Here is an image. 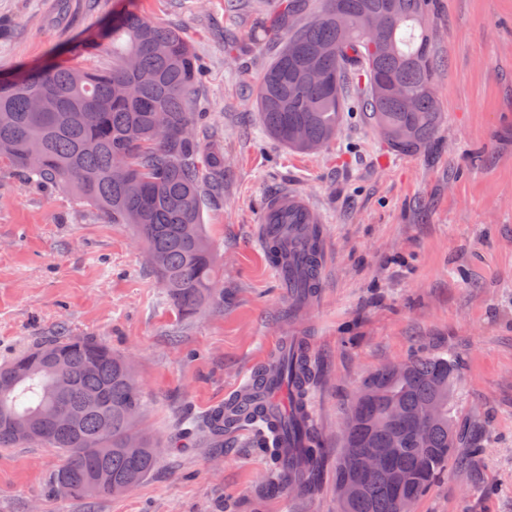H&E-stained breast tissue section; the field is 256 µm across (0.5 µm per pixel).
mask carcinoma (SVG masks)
<instances>
[{"label": "carcinoma", "instance_id": "cac0c4a2", "mask_svg": "<svg viewBox=\"0 0 512 512\" xmlns=\"http://www.w3.org/2000/svg\"><path fill=\"white\" fill-rule=\"evenodd\" d=\"M430 0H324L312 20L293 25L299 0H287L277 20L263 30L283 45L265 71L256 101L266 131L286 147L309 150L336 138L345 93L364 85L363 105L375 128L397 133L383 138L397 151L432 141L441 122L435 106L434 42ZM112 48V68L90 72L54 61L24 68L0 90V158L44 184L75 191L114 224H130L141 240L147 263L183 316H192L222 300L215 259L204 231L206 192L224 189V152L205 147L198 137L199 113L192 95L201 76L183 32L151 20L131 7L112 12L108 21L69 47L75 56ZM315 60L337 76L330 92L299 78L293 57ZM396 77L414 95L412 111L382 93L378 78ZM321 226H303L294 247L288 233L271 238L267 256L288 259L295 271L288 282L294 308L304 306L318 288L314 274ZM452 357L418 355L405 372L381 367L362 385L363 396L349 408L351 425L336 463L335 481L357 472L369 448L398 443L391 468L401 473L400 490L389 474L362 479L349 512H399L396 493L419 499L455 458L457 430L444 401L432 429L417 437L411 424L388 420L396 407L407 414L439 397L457 376ZM315 372L304 342L293 337L254 375L270 392L288 394L274 419L258 411L250 417L219 419L210 413L193 428L221 437L231 428L250 426L262 441L275 490L318 479L322 449L309 407ZM144 391L126 357L85 336L51 340L0 366V415L21 420L31 443L60 450L64 464L52 474L49 490L72 499H99L114 492L106 483L130 491L156 467L161 443L141 426ZM73 419L63 423L65 413ZM306 441L282 448L275 436ZM111 452L102 456L99 449Z\"/></svg>", "mask_w": 512, "mask_h": 512}]
</instances>
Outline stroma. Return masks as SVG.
I'll list each match as a JSON object with an SVG mask.
<instances>
[{
  "label": "stroma",
  "instance_id": "1",
  "mask_svg": "<svg viewBox=\"0 0 512 512\" xmlns=\"http://www.w3.org/2000/svg\"><path fill=\"white\" fill-rule=\"evenodd\" d=\"M126 0H0V75L54 59ZM179 27L203 65L195 91L202 142L224 151V192L204 208L224 301L181 317L146 266L132 226L70 190L0 160V364L40 343L91 336L130 356L144 389L143 426L168 450L131 491L93 500L49 494L64 457L0 448V512H336L343 423L375 369L416 353L459 364L451 413L482 440L414 505L415 512H512V0H435L434 141L391 151L349 92L336 139L308 153L269 136L254 90L278 51L247 47L279 0H135ZM307 195L323 218L328 261L298 316L256 237L266 200ZM317 370L312 410L325 462L320 483L271 490L252 430L205 438L201 419L286 339Z\"/></svg>",
  "mask_w": 512,
  "mask_h": 512
}]
</instances>
